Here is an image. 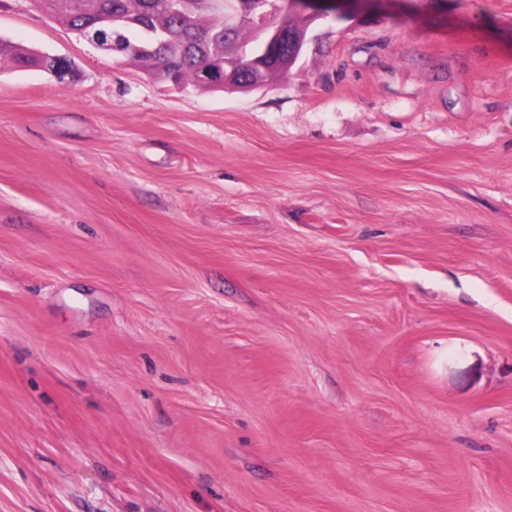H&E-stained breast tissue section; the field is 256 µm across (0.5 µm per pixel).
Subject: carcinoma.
Returning <instances> with one entry per match:
<instances>
[{
  "mask_svg": "<svg viewBox=\"0 0 512 512\" xmlns=\"http://www.w3.org/2000/svg\"><path fill=\"white\" fill-rule=\"evenodd\" d=\"M51 18L84 36L102 34L112 45V55L141 66L152 78L192 86L206 92H222L224 86L197 83L200 72L216 66L242 48H261L255 28L225 29L224 12L209 0H37ZM308 0H280L285 22L296 33L315 29L318 20L306 14ZM38 64L34 52L0 39V69H19ZM296 62L287 55L265 69L243 60L229 82L235 87L265 84L288 76Z\"/></svg>",
  "mask_w": 512,
  "mask_h": 512,
  "instance_id": "1",
  "label": "carcinoma"
}]
</instances>
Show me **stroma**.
<instances>
[{
  "mask_svg": "<svg viewBox=\"0 0 512 512\" xmlns=\"http://www.w3.org/2000/svg\"><path fill=\"white\" fill-rule=\"evenodd\" d=\"M319 30L213 94L0 0V512H512V0ZM36 52L12 42L0 39V69H19L38 64ZM279 59L281 63L277 61L274 64H270L266 69L251 66L248 60L245 59L233 79L226 83L225 86H252L258 82L265 85L274 78H285L298 62L293 61L286 54L281 55Z\"/></svg>",
  "mask_w": 512,
  "mask_h": 512,
  "instance_id": "obj_1",
  "label": "stroma"
}]
</instances>
